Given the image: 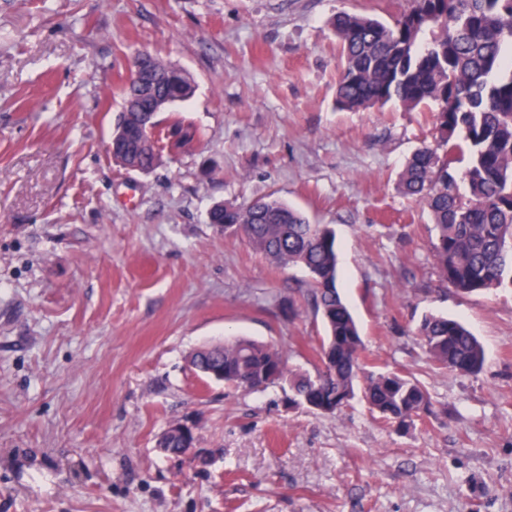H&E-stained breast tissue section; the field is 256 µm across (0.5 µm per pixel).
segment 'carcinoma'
<instances>
[{"label": "carcinoma", "mask_w": 512, "mask_h": 512, "mask_svg": "<svg viewBox=\"0 0 512 512\" xmlns=\"http://www.w3.org/2000/svg\"><path fill=\"white\" fill-rule=\"evenodd\" d=\"M331 25L342 60L338 109L390 102L406 112L426 102L437 106V147L423 145L412 154L398 188L431 215L441 282L467 294L512 285V0H414L391 24L341 11ZM146 57L147 76L119 87L112 139L122 145L112 158L125 169L149 173L163 155L192 147L197 130L180 117L160 127L158 114L188 100L195 84L172 61ZM465 154L469 161L461 171L457 163ZM209 223L242 236L275 264L301 266L310 275L312 305L325 336L314 375L288 372L290 402L334 414L359 393L372 411L403 431L433 413L429 393L414 378L362 370L364 342L337 289L332 228L311 223L272 195L254 204L217 203ZM416 336L438 368L461 375L482 371L483 346L459 320L429 313ZM287 362L279 348L248 339L206 346L192 356L200 374L220 372L224 382L250 390L279 382Z\"/></svg>", "instance_id": "cac0c4a2"}]
</instances>
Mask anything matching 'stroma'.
<instances>
[{
	"label": "stroma",
	"instance_id": "stroma-1",
	"mask_svg": "<svg viewBox=\"0 0 512 512\" xmlns=\"http://www.w3.org/2000/svg\"><path fill=\"white\" fill-rule=\"evenodd\" d=\"M411 6L0 0V512H512V288L444 287L429 213L397 188L432 105H335L331 17ZM142 51L191 74L173 111L200 134L148 174L109 153ZM270 194L334 229L364 364L418 379L433 416L399 432L358 397L324 415L192 369L244 337L315 370L307 272L207 222ZM428 313L477 336L479 374L434 368ZM176 421L193 457L157 446Z\"/></svg>",
	"mask_w": 512,
	"mask_h": 512
}]
</instances>
